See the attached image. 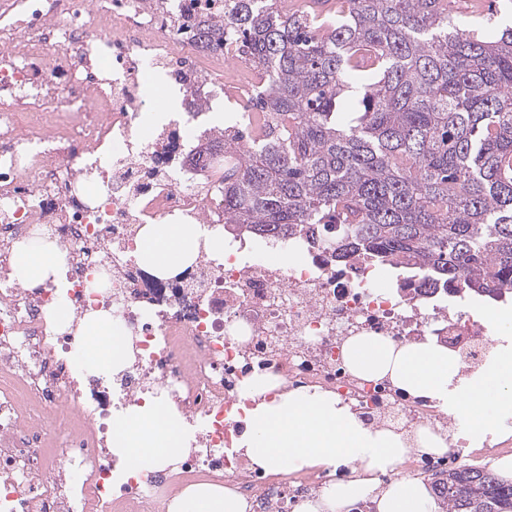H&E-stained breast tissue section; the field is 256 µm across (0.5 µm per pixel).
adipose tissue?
Instances as JSON below:
<instances>
[{
  "label": "adipose tissue",
  "mask_w": 512,
  "mask_h": 512,
  "mask_svg": "<svg viewBox=\"0 0 512 512\" xmlns=\"http://www.w3.org/2000/svg\"><path fill=\"white\" fill-rule=\"evenodd\" d=\"M191 224H150L140 234L139 260L156 272H179L190 263L201 237ZM61 252L32 242L18 247L12 258V277L33 287L58 275ZM493 352L472 375L461 376V361L431 339L395 345L378 336H353L344 346L350 371L368 379L389 378L408 394L427 398L446 415L465 417L467 441L476 444L486 436L501 434L504 418L512 416V314L490 321ZM90 356L89 370L109 371L124 358V345L108 316L82 321ZM266 381H252L248 397L257 404L246 412V430L237 444L252 468L268 472H300L345 468L349 478L331 482L316 498L300 505V512H349L368 501L375 512H439L431 487L417 477L397 476L411 453L427 456L448 451V438L429 426L402 432L364 423L349 406L328 394L291 390L264 401ZM183 439L175 418L161 416L151 406L121 418L114 445L130 466L158 462L174 453ZM178 512H245L240 495L199 486L177 501Z\"/></svg>",
  "instance_id": "adipose-tissue-1"
}]
</instances>
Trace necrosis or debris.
<instances>
[{
  "instance_id": "1",
  "label": "necrosis or debris",
  "mask_w": 512,
  "mask_h": 512,
  "mask_svg": "<svg viewBox=\"0 0 512 512\" xmlns=\"http://www.w3.org/2000/svg\"><path fill=\"white\" fill-rule=\"evenodd\" d=\"M223 14L224 0H0V512H172L199 484L239 493L248 512H293L329 474L250 468L233 447L249 381L443 431L430 401L352 374L347 338L429 336L473 359L490 344L486 324L430 291L382 285L375 268L337 264L304 239L269 241L260 254L228 236L223 259L200 247L178 278L138 262L146 225L224 228V186L195 158L201 133L141 121L150 70L185 101L208 103L216 53L185 31ZM35 238L61 250L65 276L24 289L11 259ZM280 253L296 263H278ZM62 303L71 320L53 318ZM94 312L111 316L133 354L118 373L81 364L77 328ZM148 405L180 417L186 447L160 467L123 466L110 420ZM57 411L62 444L43 427Z\"/></svg>"
}]
</instances>
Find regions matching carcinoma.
Returning <instances> with one entry per match:
<instances>
[{"label": "carcinoma", "mask_w": 512, "mask_h": 512, "mask_svg": "<svg viewBox=\"0 0 512 512\" xmlns=\"http://www.w3.org/2000/svg\"><path fill=\"white\" fill-rule=\"evenodd\" d=\"M448 0H224L195 23L263 75L204 151L224 168L229 230L311 236L336 262L401 269L402 289L512 297V28ZM445 512H512V483L432 473Z\"/></svg>", "instance_id": "cac0c4a2"}]
</instances>
